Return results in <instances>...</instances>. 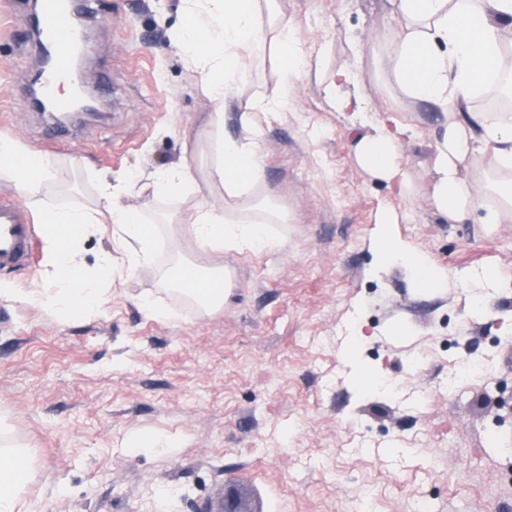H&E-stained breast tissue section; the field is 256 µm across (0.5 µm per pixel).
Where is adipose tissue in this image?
I'll use <instances>...</instances> for the list:
<instances>
[{"instance_id":"obj_1","label":"adipose tissue","mask_w":512,"mask_h":512,"mask_svg":"<svg viewBox=\"0 0 512 512\" xmlns=\"http://www.w3.org/2000/svg\"><path fill=\"white\" fill-rule=\"evenodd\" d=\"M186 24L175 46L197 74L203 93L219 110L211 119L223 128L227 112H235L244 131L242 138L218 136L209 180L224 190L225 199L246 202L253 214L239 217L228 209L199 203L186 224L198 248L211 263L204 278L178 277L183 287L202 291L199 304L211 311L224 300V253L228 250L273 249L277 243L267 225L282 224L285 212L262 195L260 120L288 111L300 77L308 65L294 29L274 21L276 0H181ZM395 25L382 53L385 80L414 107L440 113V131L432 146L427 170L431 187L429 204L434 214L460 223L479 213L484 224L501 223L512 210V189L490 199L471 176L472 158L490 155L492 168L512 171V109L476 111L473 103L483 92L503 90L502 78L512 71V0H384ZM280 52L283 66L270 92L242 98L239 87L254 69L265 44ZM331 99L336 111L347 113L350 130L359 132L357 164L373 176L395 185L410 197L411 183L398 162L400 141L412 129L394 113L380 118L367 115L365 80L359 58H352L332 81ZM0 175L10 177L22 194H29L51 176L43 156L16 140L0 138ZM91 213L56 207L43 214L51 224L47 238L45 276L56 283L54 292L39 293L41 302L62 312L96 314L103 306L101 282L110 277L115 259L134 270L151 261L157 241L136 215L113 201ZM110 221L115 233L114 253L103 254L95 271H88L76 250L79 237L93 226ZM384 228L377 241L380 262L398 258L418 268L426 287L442 273L422 251L391 232L395 212L379 218ZM25 449L0 448V512H23V490L33 474L25 464Z\"/></svg>"}]
</instances>
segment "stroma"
Here are the masks:
<instances>
[{"instance_id": "stroma-1", "label": "stroma", "mask_w": 512, "mask_h": 512, "mask_svg": "<svg viewBox=\"0 0 512 512\" xmlns=\"http://www.w3.org/2000/svg\"><path fill=\"white\" fill-rule=\"evenodd\" d=\"M84 73L99 115L47 148L45 114L25 91L37 50L26 0H0V137L48 158L54 176L27 198L44 210L104 206V185L150 225L149 264L104 280L103 313L63 315L34 300L55 288L44 262L0 271V436L27 448L36 479L25 512H204L236 491L256 512H512V215L499 224L433 214L426 178L438 115L384 80L373 43L392 26L382 0H278L312 66L332 75L368 40L361 66L371 112L402 113L413 198L354 160L356 140L324 85L305 77L290 111L262 124L261 191L288 213L272 250L228 251L222 309L185 315L168 282L176 264L206 267L181 219L223 204L206 184L216 106L174 43L180 0H91ZM195 190L151 195L127 180L183 161ZM386 209L401 238L445 277L424 288L403 261L371 248ZM496 280L476 289L477 275ZM170 309L151 314L143 298ZM351 350V358L341 350ZM468 362L484 368L467 379ZM451 391H442L444 382ZM153 434L158 448L133 447Z\"/></svg>"}]
</instances>
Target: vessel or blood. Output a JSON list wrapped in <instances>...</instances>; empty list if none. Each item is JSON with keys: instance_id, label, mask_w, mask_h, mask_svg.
<instances>
[{"instance_id": "b4317fda", "label": "vessel or blood", "mask_w": 512, "mask_h": 512, "mask_svg": "<svg viewBox=\"0 0 512 512\" xmlns=\"http://www.w3.org/2000/svg\"><path fill=\"white\" fill-rule=\"evenodd\" d=\"M35 27L53 52V65L44 75L39 90L43 102L61 112L71 111L73 101L58 97L59 82L78 87L84 84L82 73L73 67V58L81 43L71 18L70 0H38ZM40 227L20 197H0V270L33 265Z\"/></svg>"}]
</instances>
